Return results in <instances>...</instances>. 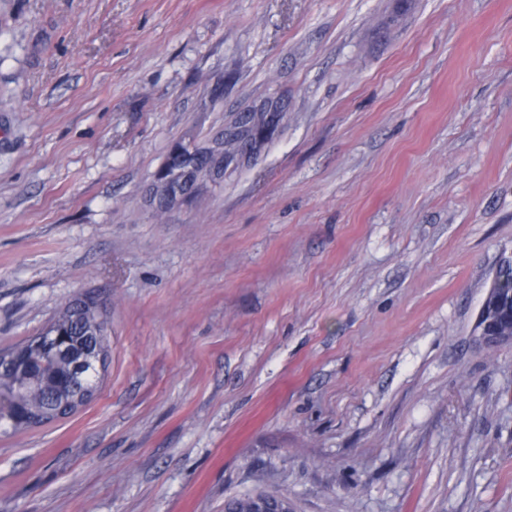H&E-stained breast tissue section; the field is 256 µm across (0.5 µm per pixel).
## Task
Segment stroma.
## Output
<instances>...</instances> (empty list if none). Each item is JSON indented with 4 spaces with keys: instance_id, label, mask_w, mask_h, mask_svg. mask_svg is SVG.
I'll use <instances>...</instances> for the list:
<instances>
[{
    "instance_id": "35a3bbf8",
    "label": "stroma",
    "mask_w": 512,
    "mask_h": 512,
    "mask_svg": "<svg viewBox=\"0 0 512 512\" xmlns=\"http://www.w3.org/2000/svg\"><path fill=\"white\" fill-rule=\"evenodd\" d=\"M511 252L512 0H0V349L85 296L110 339L0 512H512ZM192 147L177 146L171 152L165 167L161 170L158 178V196L161 202L166 203L164 192L168 187L180 186L181 182L190 196L199 185L208 182V162L204 158L191 156ZM186 176V178H185ZM190 185L187 186V183ZM199 183L194 189L193 186ZM495 279L497 282L498 293L504 298L505 302L512 306V265H497L495 269V278H491L488 287L487 297L482 302L474 328L476 340L487 348H497L505 341H510L512 336V323L500 324V331L507 336H500L494 319L488 318V310L493 311L494 303L497 297V288H495Z\"/></svg>"
}]
</instances>
